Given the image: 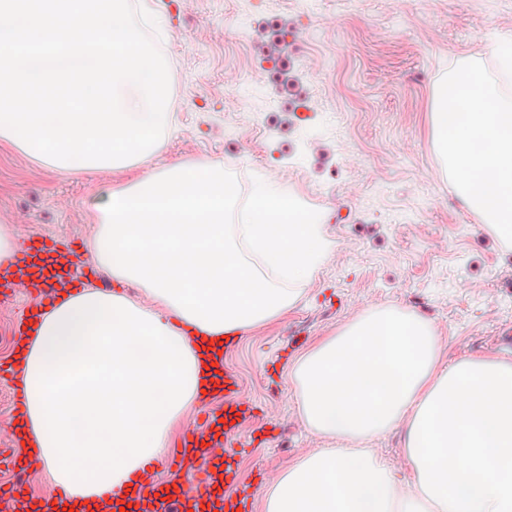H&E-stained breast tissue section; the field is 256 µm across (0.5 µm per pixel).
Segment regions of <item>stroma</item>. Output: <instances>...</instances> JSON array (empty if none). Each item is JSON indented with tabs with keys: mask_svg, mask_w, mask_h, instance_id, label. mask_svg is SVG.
Returning <instances> with one entry per match:
<instances>
[{
	"mask_svg": "<svg viewBox=\"0 0 512 512\" xmlns=\"http://www.w3.org/2000/svg\"><path fill=\"white\" fill-rule=\"evenodd\" d=\"M158 43L177 125L139 171L60 172L0 143V224L23 246L55 239L81 253L94 233L95 195L181 160L222 162L242 189L254 173L323 212L330 260L278 319L224 353L255 409L236 456L237 485L331 447L297 414L291 363L359 313L383 304L424 315L443 362L512 357V249L469 211L441 170L430 121L435 89L464 58L487 68L490 38L512 40V0H155ZM298 36L261 61L284 28ZM340 295V306L326 298ZM27 288L0 296V365ZM22 483L43 496L42 467L0 465V512Z\"/></svg>",
	"mask_w": 512,
	"mask_h": 512,
	"instance_id": "1",
	"label": "stroma"
}]
</instances>
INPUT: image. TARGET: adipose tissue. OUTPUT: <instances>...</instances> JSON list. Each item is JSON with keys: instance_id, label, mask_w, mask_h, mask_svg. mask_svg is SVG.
<instances>
[{"instance_id": "ef3b65f1", "label": "adipose tissue", "mask_w": 512, "mask_h": 512, "mask_svg": "<svg viewBox=\"0 0 512 512\" xmlns=\"http://www.w3.org/2000/svg\"><path fill=\"white\" fill-rule=\"evenodd\" d=\"M262 178L246 204L223 164L177 162L93 203L86 260L146 299L92 286L42 309L13 361L15 429L52 486L90 512L161 460L202 400L204 353L281 317L334 243L323 218ZM443 347L424 316L360 313L291 366L298 416L339 447L274 476L264 512H512V358ZM404 435L408 480L364 442Z\"/></svg>"}]
</instances>
